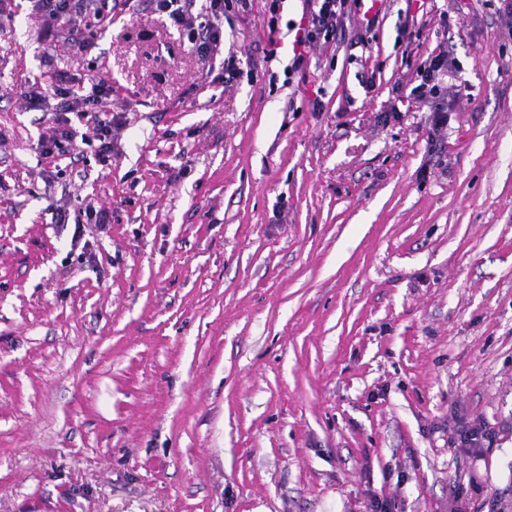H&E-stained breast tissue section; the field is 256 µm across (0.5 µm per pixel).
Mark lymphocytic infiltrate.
<instances>
[{"mask_svg": "<svg viewBox=\"0 0 512 512\" xmlns=\"http://www.w3.org/2000/svg\"><path fill=\"white\" fill-rule=\"evenodd\" d=\"M302 16L295 27L292 42L293 58L285 68V75H292L303 65L309 51L325 48L341 41L345 35V19L353 8L361 7L363 0H301ZM153 11L164 13L171 22L183 28L189 39L208 65H220L229 78L243 77L236 50L224 48V20L235 9H247L249 0H148ZM200 7L201 16H194L193 7ZM38 13L47 25L43 39L57 38L60 30L75 32L82 18L91 15L100 19L104 16L102 0H35ZM453 65L447 52L430 53L423 65L408 79L409 97L417 102L431 105L428 122L433 131H442L448 124V98L442 85L443 78ZM61 98H79L82 108L75 116L59 112L50 134L42 136L43 158L54 159L63 150L64 141L81 137L82 140L98 144L97 157L100 163H107L112 155V129L119 126L121 118L112 114L109 102L112 98V84L106 78H99L89 92L79 93L75 85L66 81L65 72L55 74L51 92L29 89L26 99L32 104L45 102L48 95ZM86 121L85 132H77L73 120Z\"/></svg>", "mask_w": 512, "mask_h": 512, "instance_id": "f902f5d3", "label": "lymphocytic infiltrate"}]
</instances>
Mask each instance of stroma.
<instances>
[{
  "label": "stroma",
  "mask_w": 512,
  "mask_h": 512,
  "mask_svg": "<svg viewBox=\"0 0 512 512\" xmlns=\"http://www.w3.org/2000/svg\"><path fill=\"white\" fill-rule=\"evenodd\" d=\"M264 6L232 17L257 79L228 83L143 0L78 58L0 0V512H512L502 0H383L289 86ZM439 49L434 140L400 79ZM52 68L111 79V164L42 158L58 100L23 92ZM91 194L112 221L74 239L52 216Z\"/></svg>",
  "instance_id": "stroma-1"
}]
</instances>
